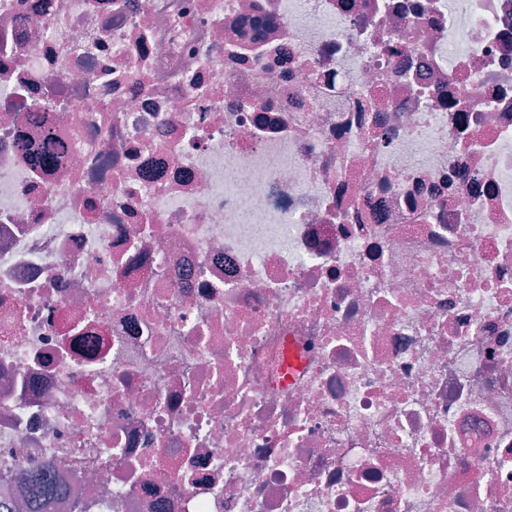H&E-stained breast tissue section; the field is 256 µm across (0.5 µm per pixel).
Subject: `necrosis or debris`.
I'll use <instances>...</instances> for the list:
<instances>
[{
	"instance_id": "4bbe7bcc",
	"label": "necrosis or debris",
	"mask_w": 512,
	"mask_h": 512,
	"mask_svg": "<svg viewBox=\"0 0 512 512\" xmlns=\"http://www.w3.org/2000/svg\"><path fill=\"white\" fill-rule=\"evenodd\" d=\"M32 465L512 512V0H0L1 501Z\"/></svg>"
}]
</instances>
